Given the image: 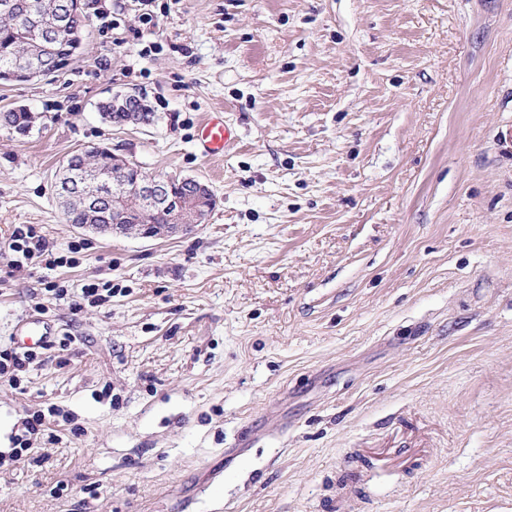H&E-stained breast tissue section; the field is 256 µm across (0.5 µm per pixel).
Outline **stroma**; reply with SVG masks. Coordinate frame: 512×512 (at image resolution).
<instances>
[{
    "label": "stroma",
    "instance_id": "1",
    "mask_svg": "<svg viewBox=\"0 0 512 512\" xmlns=\"http://www.w3.org/2000/svg\"><path fill=\"white\" fill-rule=\"evenodd\" d=\"M154 12L0 83L35 117L0 126V350L32 317L72 340L0 382V512H512V0ZM127 90L152 124L103 119ZM216 110L238 143L206 157ZM99 146L215 208L153 239L66 223L56 175ZM23 224L77 263L15 273ZM88 283L110 301L75 308ZM50 424V419L46 416L44 412H34L31 415L25 417L22 421L23 426V435L19 438H16V444L19 445L18 448H14V453L12 458L16 461L22 459L23 456H27L35 448L30 447V438H26L28 435H37L41 432H44L48 429V425Z\"/></svg>",
    "mask_w": 512,
    "mask_h": 512
}]
</instances>
